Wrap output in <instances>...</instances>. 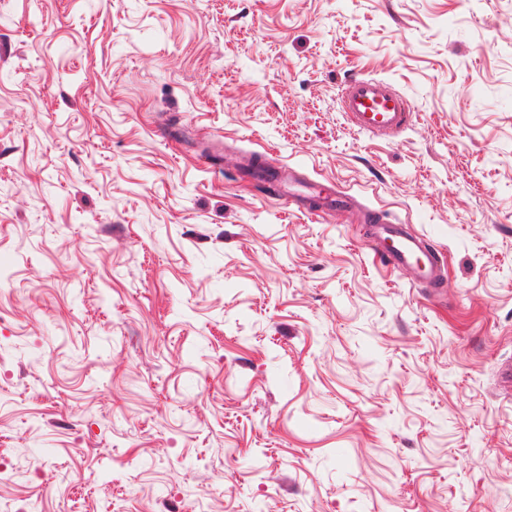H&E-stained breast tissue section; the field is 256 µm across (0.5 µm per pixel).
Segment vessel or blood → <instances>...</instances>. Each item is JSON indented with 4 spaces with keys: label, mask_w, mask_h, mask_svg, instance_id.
Instances as JSON below:
<instances>
[{
    "label": "vessel or blood",
    "mask_w": 512,
    "mask_h": 512,
    "mask_svg": "<svg viewBox=\"0 0 512 512\" xmlns=\"http://www.w3.org/2000/svg\"><path fill=\"white\" fill-rule=\"evenodd\" d=\"M339 100L347 121L358 131L373 136L396 137L412 123V102L380 78L349 77L341 88ZM250 163L270 194L297 211L327 214L335 209L348 211L356 205L353 196L332 182L311 179L298 165L269 164L265 155L257 151L251 153ZM363 219L371 224L376 241L383 247L382 257L389 265L412 271L415 284L421 287L435 290L441 286V258L423 237L380 211H366Z\"/></svg>",
    "instance_id": "vessel-or-blood-1"
}]
</instances>
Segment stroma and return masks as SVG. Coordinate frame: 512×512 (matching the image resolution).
Wrapping results in <instances>:
<instances>
[{
	"label": "stroma",
	"mask_w": 512,
	"mask_h": 512,
	"mask_svg": "<svg viewBox=\"0 0 512 512\" xmlns=\"http://www.w3.org/2000/svg\"><path fill=\"white\" fill-rule=\"evenodd\" d=\"M353 74L411 128H352ZM511 359L512 0H0V505L512 512ZM339 100L341 112L360 132L397 137L411 126L412 102L383 79L353 75L342 86ZM249 160L269 193L297 211L329 214L332 209L349 211L356 206L353 196L339 190L332 182L311 179L298 165H270L265 154L257 151L251 153ZM372 224L373 235L384 248L382 258L393 268L411 270L415 284L437 290L442 284V262L438 252L406 224L395 223L381 211L369 210L363 216Z\"/></svg>",
	"instance_id": "35a3bbf8"
}]
</instances>
